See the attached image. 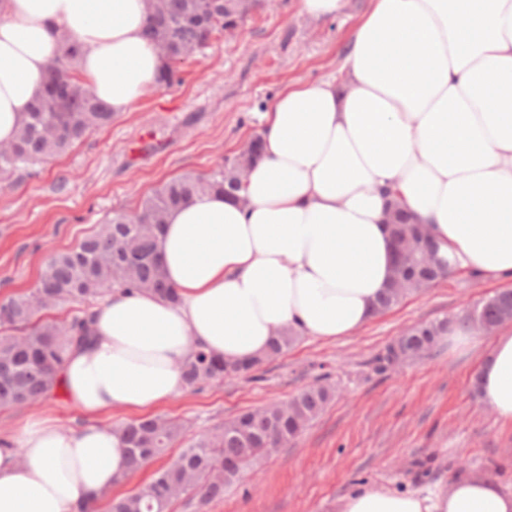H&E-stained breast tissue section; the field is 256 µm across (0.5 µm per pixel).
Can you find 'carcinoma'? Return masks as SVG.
<instances>
[{
	"label": "carcinoma",
	"mask_w": 512,
	"mask_h": 512,
	"mask_svg": "<svg viewBox=\"0 0 512 512\" xmlns=\"http://www.w3.org/2000/svg\"><path fill=\"white\" fill-rule=\"evenodd\" d=\"M257 0H149L146 36L163 61L158 86L172 88L183 82L173 61L197 56L213 41L239 29L253 14ZM60 54L49 65L42 89L13 141L0 151V181L10 183L49 157L60 156L88 135L112 122L114 113L80 80L79 46L61 36ZM260 135L211 172H187L166 182L148 196L137 213L138 223L116 212L75 248L55 254L42 269L30 292L0 303V410L45 401L59 388V368L69 348L87 343L86 307L114 287L144 290L162 298H177L159 262V242L168 212L193 195L221 192L240 199V173L260 157ZM394 241L407 245L411 261L395 272V285L378 298L380 312L396 307L405 297L437 281L442 274L425 264L420 225L394 205L386 220ZM78 302L84 308L60 324L42 312ZM512 308V291H503L451 322L437 320L413 327L400 336L377 360L378 369L432 351L439 340L457 330L469 331L480 323L494 326L502 308ZM296 341L285 332L268 350L248 365L232 364L203 350L182 368L187 385L247 373L277 356ZM334 395L331 387L311 386L287 403L271 404L246 412L207 432L186 439L187 428L161 417L139 418L119 427L127 445L132 470L166 455L178 442L185 443L174 461L160 468L135 492L106 495L108 512H169L172 500L192 494L199 505L224 497V489L241 478L258 456L269 453L299 434Z\"/></svg>",
	"instance_id": "obj_1"
}]
</instances>
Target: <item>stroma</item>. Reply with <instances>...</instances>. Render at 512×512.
I'll return each mask as SVG.
<instances>
[{
	"label": "stroma",
	"mask_w": 512,
	"mask_h": 512,
	"mask_svg": "<svg viewBox=\"0 0 512 512\" xmlns=\"http://www.w3.org/2000/svg\"><path fill=\"white\" fill-rule=\"evenodd\" d=\"M367 5L345 0L325 20L301 13L298 0H263L234 37L183 64L182 84L149 91L66 154L0 183V300L33 288L50 256L76 247L113 212L135 213L172 177L235 156L261 132L285 85L338 75ZM510 288L512 276L493 281L458 270L351 336L299 337L251 374L186 388L155 408L198 434L315 383L335 390L302 434L199 512H338L340 499L363 485L444 488L464 471L512 490V425L473 394L490 336L468 349L441 340L431 355L383 372L376 363L403 330L463 316ZM41 416L66 429L92 421L62 395L0 411V439L16 441L21 424Z\"/></svg>",
	"instance_id": "stroma-1"
}]
</instances>
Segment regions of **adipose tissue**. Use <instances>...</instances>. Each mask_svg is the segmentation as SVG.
<instances>
[{"instance_id": "ef3b65f1", "label": "adipose tissue", "mask_w": 512, "mask_h": 512, "mask_svg": "<svg viewBox=\"0 0 512 512\" xmlns=\"http://www.w3.org/2000/svg\"><path fill=\"white\" fill-rule=\"evenodd\" d=\"M148 7L0 0V143L38 97L61 35L113 112L155 89ZM261 136L241 200L204 193L168 213L160 255L178 301L116 287L93 307L91 342L62 368L81 412L169 401L199 350L248 362L287 330L334 339L373 321L393 269L394 191L455 268L512 275V0H370L339 76L287 86ZM477 385L512 424V331L494 337ZM17 441L0 448V512H74L127 474L123 436L106 423L36 417ZM339 512H512V490L481 475L447 489L361 486Z\"/></svg>"}]
</instances>
